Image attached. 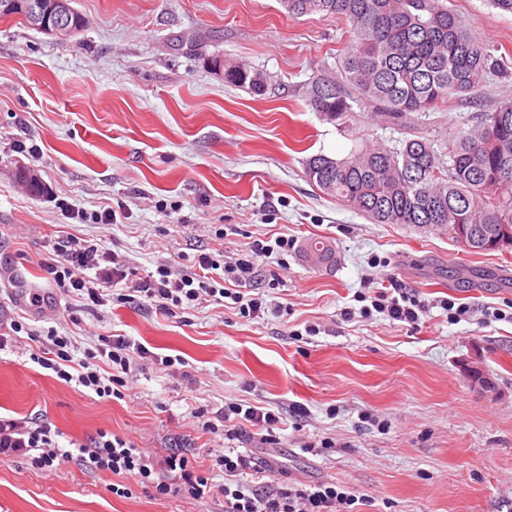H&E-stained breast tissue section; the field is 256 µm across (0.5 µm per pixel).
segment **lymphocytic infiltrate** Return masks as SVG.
I'll use <instances>...</instances> for the list:
<instances>
[{
  "label": "lymphocytic infiltrate",
  "instance_id": "lymphocytic-infiltrate-1",
  "mask_svg": "<svg viewBox=\"0 0 512 512\" xmlns=\"http://www.w3.org/2000/svg\"><path fill=\"white\" fill-rule=\"evenodd\" d=\"M295 244L294 237L285 235L271 241L258 238L229 262L203 252L195 255L185 274L173 273L170 265L161 264L138 278L135 291L147 306L165 314L214 301L227 303L246 319H260L267 313L277 316L283 310L281 303L252 293L250 282L259 266L287 268ZM38 264L67 296L95 306L112 300L117 285L133 272L99 241L74 235L51 241L49 252ZM364 299L360 309H343V319H369L378 313L415 325L427 312L414 294L394 281L372 289ZM17 343L27 347L33 362L52 370L60 380L75 383L103 400L117 395L141 360L166 368L175 364L174 357L159 356L122 336H99L94 347L85 349L78 358L72 352V338L59 335L55 328L28 333L20 320L0 322V351ZM279 421L274 411L228 402L216 420L205 421L204 427L234 441L241 439L242 428L248 424L260 429L259 442L264 445L269 441L265 429ZM16 455L27 457L34 469L43 471L52 470L55 463L77 459L91 468L151 484L163 497L178 492L203 499L218 493L224 498V512H369L373 506L371 499L332 480L281 484L274 462L260 467L251 456L232 450L215 457L224 473V483L217 487L209 472L179 452L158 460L150 451L105 430L66 449L60 446L49 423L0 417V459Z\"/></svg>",
  "mask_w": 512,
  "mask_h": 512
}]
</instances>
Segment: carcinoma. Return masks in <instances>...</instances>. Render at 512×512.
I'll use <instances>...</instances> for the list:
<instances>
[{
  "instance_id": "carcinoma-1",
  "label": "carcinoma",
  "mask_w": 512,
  "mask_h": 512,
  "mask_svg": "<svg viewBox=\"0 0 512 512\" xmlns=\"http://www.w3.org/2000/svg\"><path fill=\"white\" fill-rule=\"evenodd\" d=\"M288 16L342 18L351 24L338 73L322 71L306 90L310 107L344 125L356 97L390 121L405 122L485 82L492 55L448 0H282ZM224 81L263 95L270 78L244 64ZM306 175L324 193L374 224H410L435 234L450 224L476 225L457 244L477 253L512 224V101L480 116L479 125L439 152L424 137L379 145L336 159L316 154Z\"/></svg>"
}]
</instances>
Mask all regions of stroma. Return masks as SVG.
<instances>
[{"instance_id":"obj_1","label":"stroma","mask_w":512,"mask_h":512,"mask_svg":"<svg viewBox=\"0 0 512 512\" xmlns=\"http://www.w3.org/2000/svg\"><path fill=\"white\" fill-rule=\"evenodd\" d=\"M498 64L482 89L451 105L386 122L362 102L341 126L304 97L316 73L335 67L344 20L289 17L281 0H74L88 25L61 40L17 17L0 18V267L35 266L47 240L95 236L139 274L171 263L184 273L199 251L233 256L257 238L295 235L296 251L268 288L285 315L246 320L211 303L166 316L134 298L91 309L56 296L42 317L17 298L24 281L0 288V317L27 314L31 329L55 327L79 349L96 335H123L161 356L165 369L135 370L122 395L102 400L60 380L21 349L0 351V415L38 416L64 439L106 430L162 457L178 451L209 462L222 435L204 413L246 402L281 415L270 451L292 479H333L372 497V512H512V251L473 253L447 235L374 224L321 192L306 158L336 159L366 145H397L420 131L444 148L480 113L512 100V14L489 0H450ZM204 35L201 54L169 48L179 33ZM243 61L281 81L265 95L228 85L204 59ZM36 171L48 194L13 177ZM179 202L180 211H163ZM126 206L117 224H83L66 209ZM231 227L215 235V224ZM330 242L317 264L310 240ZM381 265H373V258ZM394 279L428 308L419 324L383 317L343 320L358 292ZM465 304L449 323L443 299ZM313 324L320 332L295 339ZM479 356L493 391L474 388L462 362ZM83 465L34 469L0 461V512H224V498L157 499L129 480Z\"/></svg>"}]
</instances>
